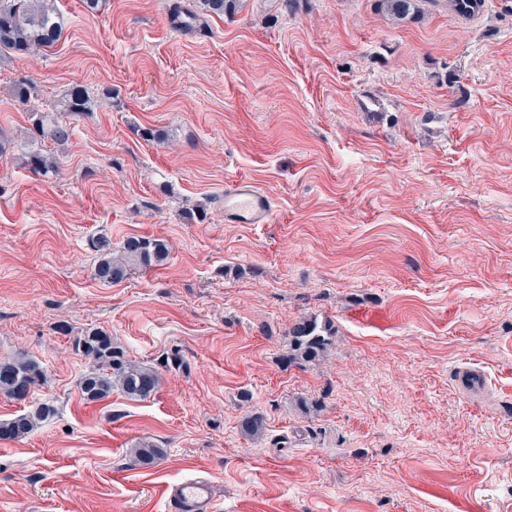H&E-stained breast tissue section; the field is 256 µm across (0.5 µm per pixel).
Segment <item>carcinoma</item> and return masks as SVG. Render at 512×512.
Instances as JSON below:
<instances>
[{
  "label": "carcinoma",
  "mask_w": 512,
  "mask_h": 512,
  "mask_svg": "<svg viewBox=\"0 0 512 512\" xmlns=\"http://www.w3.org/2000/svg\"><path fill=\"white\" fill-rule=\"evenodd\" d=\"M380 9L397 19L415 18L422 13L423 0H379ZM239 0H198V8L207 15L232 16ZM63 19L54 0H0V49L6 48L19 54H30L52 45L62 31ZM64 110L72 115L92 111L91 97L81 86L71 89L63 103ZM28 138L36 143L45 141L53 145L67 144L73 134L71 124L59 120L51 112L30 109ZM23 164L31 172L47 174L55 168L53 159L36 148L23 156ZM92 246L98 253L94 276L104 284H119L128 279L132 268H149L163 265L169 258L168 243L146 236H129L118 245L100 236ZM332 327L314 319H304L288 329L289 349L283 362L292 363L297 357L315 359L322 356L331 345ZM75 350L91 361V368L81 377L79 388L85 400L100 401L113 390L121 391L131 399H145L158 390L160 378L157 370L133 363L125 358L124 351L113 344L112 336L103 330L93 329L74 340ZM45 373L40 364L31 358L20 357L0 361V394L17 402L26 400L34 389L43 384ZM55 414V408L43 403L32 411L0 421V439L18 441L31 434L42 422ZM266 422L262 415L253 413L241 422V431L251 437L264 434ZM141 465L154 464L164 450L143 440L132 448Z\"/></svg>",
  "instance_id": "cac0c4a2"
}]
</instances>
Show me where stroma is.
I'll return each mask as SVG.
<instances>
[{
    "instance_id": "obj_1",
    "label": "stroma",
    "mask_w": 512,
    "mask_h": 512,
    "mask_svg": "<svg viewBox=\"0 0 512 512\" xmlns=\"http://www.w3.org/2000/svg\"><path fill=\"white\" fill-rule=\"evenodd\" d=\"M178 4L196 0H57L55 45L0 51V361L46 374L0 420L56 409L0 440V512H170L166 487L197 475L218 512H512V0L416 20L241 0L188 28ZM22 78L49 111L76 86L94 100L47 177L20 159ZM237 179L272 194L270 223H225ZM101 234L169 259L100 283ZM303 318L332 344L283 364ZM90 328L158 391L86 402ZM254 412L260 438L239 428ZM144 437L165 450L150 467ZM456 381L459 388L466 392L471 399L480 397L485 389L482 373L475 370L460 371ZM54 414V406L50 403H43L32 411H26L8 420H2L0 421V439L18 441L25 438Z\"/></svg>"
}]
</instances>
